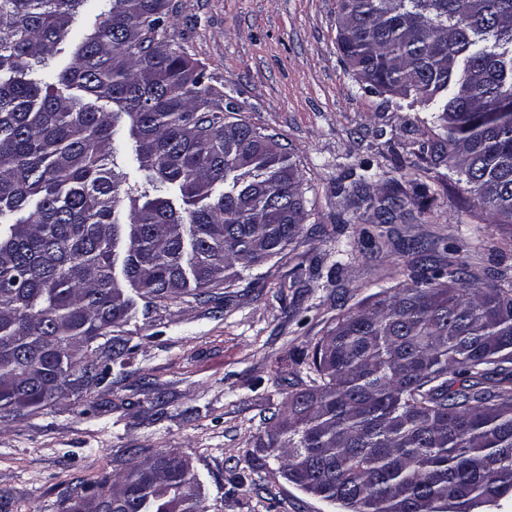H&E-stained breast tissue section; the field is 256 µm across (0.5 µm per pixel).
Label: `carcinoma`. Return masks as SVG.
I'll list each match as a JSON object with an SVG mask.
<instances>
[{
	"label": "carcinoma",
	"mask_w": 512,
	"mask_h": 512,
	"mask_svg": "<svg viewBox=\"0 0 512 512\" xmlns=\"http://www.w3.org/2000/svg\"><path fill=\"white\" fill-rule=\"evenodd\" d=\"M0 0V416L31 414L123 360L134 305L243 279L308 213L273 134L215 103L158 38L168 0ZM340 49L370 93L418 104L446 166L494 224H512V0H337ZM128 129L130 153L116 136ZM404 201H380L390 224ZM420 267L314 348L262 447L342 512H501L512 500V280ZM100 338L103 346L96 345ZM185 455L162 451L66 512H207Z\"/></svg>",
	"instance_id": "obj_1"
}]
</instances>
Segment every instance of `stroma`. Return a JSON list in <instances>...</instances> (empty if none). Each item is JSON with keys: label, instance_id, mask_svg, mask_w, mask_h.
<instances>
[{"label": "stroma", "instance_id": "35a3bbf8", "mask_svg": "<svg viewBox=\"0 0 512 512\" xmlns=\"http://www.w3.org/2000/svg\"><path fill=\"white\" fill-rule=\"evenodd\" d=\"M337 0H169L161 38L240 116L277 135L303 180L297 240L249 279L146 306L115 328L122 362L97 353L89 387L0 417V512H63L94 485L174 449L192 460L208 512H336L278 472L260 442L336 317L410 284L412 269L465 263L479 287L512 274V225L490 224L447 167L408 166L432 130L419 105L360 88L337 42ZM372 173L370 201L355 181ZM405 206L378 223L376 199Z\"/></svg>", "mask_w": 512, "mask_h": 512}]
</instances>
